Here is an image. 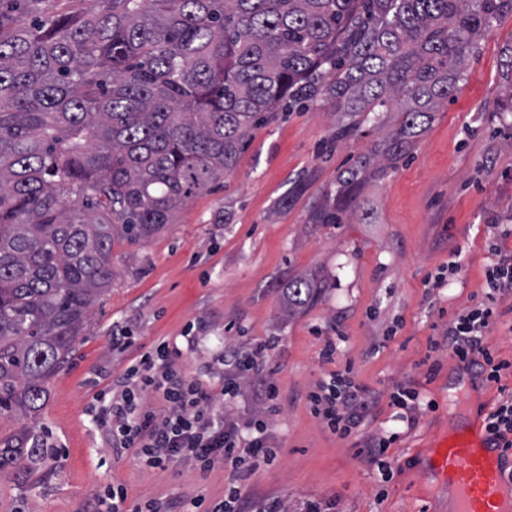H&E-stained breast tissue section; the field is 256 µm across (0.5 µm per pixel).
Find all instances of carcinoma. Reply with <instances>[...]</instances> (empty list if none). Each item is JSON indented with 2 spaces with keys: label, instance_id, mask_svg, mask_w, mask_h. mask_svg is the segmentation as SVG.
<instances>
[{
  "label": "carcinoma",
  "instance_id": "1",
  "mask_svg": "<svg viewBox=\"0 0 512 512\" xmlns=\"http://www.w3.org/2000/svg\"><path fill=\"white\" fill-rule=\"evenodd\" d=\"M512 0H0V416L34 417L141 244L231 171L283 105L336 103V139L399 112L386 149L343 172L318 224L357 215L464 81ZM322 289L288 279L301 313ZM42 452L0 441V472Z\"/></svg>",
  "mask_w": 512,
  "mask_h": 512
}]
</instances>
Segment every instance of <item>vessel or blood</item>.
Wrapping results in <instances>:
<instances>
[{"instance_id":"obj_1","label":"vessel or blood","mask_w":512,"mask_h":512,"mask_svg":"<svg viewBox=\"0 0 512 512\" xmlns=\"http://www.w3.org/2000/svg\"><path fill=\"white\" fill-rule=\"evenodd\" d=\"M506 453L486 432H449L425 462L423 477L449 489L453 512H512V476Z\"/></svg>"}]
</instances>
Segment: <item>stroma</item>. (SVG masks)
I'll list each match as a JSON object with an SVG mask.
<instances>
[{
	"instance_id": "1",
	"label": "stroma",
	"mask_w": 512,
	"mask_h": 512,
	"mask_svg": "<svg viewBox=\"0 0 512 512\" xmlns=\"http://www.w3.org/2000/svg\"><path fill=\"white\" fill-rule=\"evenodd\" d=\"M512 46V16L496 22L468 76L399 157L389 175L367 178L360 221L314 223L332 200L342 172L382 151L383 132L336 142L334 104L275 113L254 130L230 173L196 196L175 224L148 242L116 241V275L90 313L68 362L48 383L36 421L0 417V440L30 427L43 448L33 470L0 474V512H89L100 488L123 484L129 503L172 496H222L228 473L200 476L183 463L167 470L112 449L92 423L98 391L111 388L142 347L166 338L183 350L182 366L222 384L224 355L262 351L278 365L281 404L268 423L280 455L242 489L285 498L288 512L310 499L335 512H449L447 494L422 478L429 448L450 426L485 418L512 395V369L495 388L468 395L449 388L457 370L447 347L433 348L450 319L482 296L485 242L512 222V114L497 104L512 93L503 65ZM463 268L435 287L443 267ZM317 275L320 297L287 317L281 288L288 278ZM134 338L123 352L112 333ZM336 344L326 361V341ZM436 373H429V366ZM348 371L377 400L358 436L332 434L306 400L331 371ZM402 383L420 393L414 428L396 421L391 395ZM393 436L383 478L358 453L359 437Z\"/></svg>"
}]
</instances>
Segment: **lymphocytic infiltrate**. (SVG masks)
<instances>
[{"label": "lymphocytic infiltrate", "instance_id": "1", "mask_svg": "<svg viewBox=\"0 0 512 512\" xmlns=\"http://www.w3.org/2000/svg\"><path fill=\"white\" fill-rule=\"evenodd\" d=\"M512 238V225H499L489 244L490 262L485 267L481 302L463 308L449 322L443 336L457 361L478 367L480 374L497 381L511 367L495 360L487 336L499 322L500 305L512 295V250L503 246ZM183 353L177 344L162 339L143 351L125 373L119 389L101 391L92 409L99 426L112 436L116 449H136L140 459L153 469L167 470L174 462L186 463L201 472L222 467L230 479L219 498H170L162 503L146 501L127 508L123 485L105 487L100 499L110 502L109 512H286L282 498L255 500L246 497L240 476L274 464L279 450L268 435V421L278 411L280 390L262 356L236 359L232 378L214 389L189 376L182 368ZM260 378L251 396L253 411L246 422L226 415L225 397H238L245 382ZM160 398L162 409L151 406ZM314 413L339 438H348L373 412L375 399L363 386L334 371L308 395Z\"/></svg>", "mask_w": 512, "mask_h": 512}]
</instances>
